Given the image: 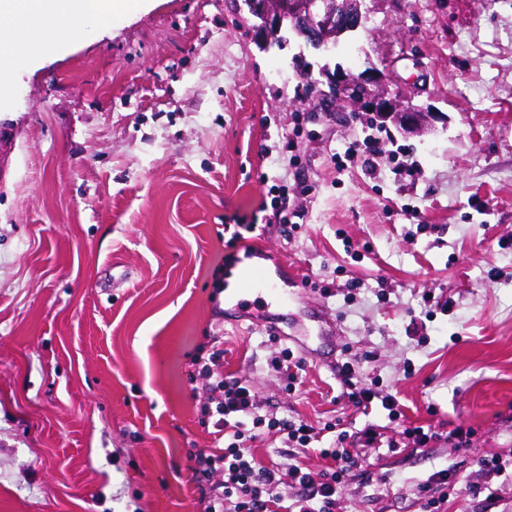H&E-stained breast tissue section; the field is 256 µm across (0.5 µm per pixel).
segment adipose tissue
<instances>
[{
	"label": "adipose tissue",
	"instance_id": "1",
	"mask_svg": "<svg viewBox=\"0 0 512 512\" xmlns=\"http://www.w3.org/2000/svg\"><path fill=\"white\" fill-rule=\"evenodd\" d=\"M138 6V0H0V85L44 49L68 43L108 14Z\"/></svg>",
	"mask_w": 512,
	"mask_h": 512
}]
</instances>
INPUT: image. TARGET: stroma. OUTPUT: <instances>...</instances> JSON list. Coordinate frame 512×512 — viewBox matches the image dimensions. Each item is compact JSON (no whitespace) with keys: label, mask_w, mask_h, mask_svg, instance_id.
Masks as SVG:
<instances>
[{"label":"stroma","mask_w":512,"mask_h":512,"mask_svg":"<svg viewBox=\"0 0 512 512\" xmlns=\"http://www.w3.org/2000/svg\"><path fill=\"white\" fill-rule=\"evenodd\" d=\"M233 2L144 0L9 78L0 512H201L220 476L195 471L214 437L191 376L216 336L263 411L473 430L466 453L367 449L344 512H417L449 466L447 512H512V490L465 488L471 458L512 451V0H365L327 51L260 46ZM371 67L432 127L385 123L375 172L341 169L371 113L320 92ZM277 200L292 222H269ZM244 262L297 300L225 302ZM351 280L352 303L321 293ZM272 333L306 362L295 391L268 367ZM350 359L400 420L344 396Z\"/></svg>","instance_id":"obj_1"}]
</instances>
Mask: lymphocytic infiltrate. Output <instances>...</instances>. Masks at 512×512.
Instances as JSON below:
<instances>
[{
    "label": "lymphocytic infiltrate",
    "instance_id": "obj_1",
    "mask_svg": "<svg viewBox=\"0 0 512 512\" xmlns=\"http://www.w3.org/2000/svg\"><path fill=\"white\" fill-rule=\"evenodd\" d=\"M197 375L202 381L205 407L211 408L217 439L223 440L220 453L199 451L195 460L199 472H222L223 478L204 496V512H341L343 494L350 481L362 471L365 451L383 445L381 426L369 424L356 432L337 430L335 424L318 425L302 417L280 418L260 414L256 393L243 379L225 375L224 350L212 346L200 361ZM338 378L347 397L362 414H370L381 404L390 418L400 417V403L388 389L361 383L351 362L338 368ZM279 436L291 448L294 458L282 465L257 457L249 446L264 434ZM333 434L329 447L320 449L325 469H309L303 461L312 445ZM473 466L481 477L473 485L487 503L501 499L496 479H512V460L479 456Z\"/></svg>",
    "mask_w": 512,
    "mask_h": 512
}]
</instances>
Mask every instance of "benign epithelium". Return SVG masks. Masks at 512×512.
<instances>
[{"mask_svg":"<svg viewBox=\"0 0 512 512\" xmlns=\"http://www.w3.org/2000/svg\"><path fill=\"white\" fill-rule=\"evenodd\" d=\"M243 4L254 21L255 36L265 45L275 40L287 20L313 48H326L336 44L345 32L359 28L365 18L364 0H243ZM382 77L377 68L371 67L357 76L334 73L329 76V84L341 91L339 97L355 105L368 104L371 111L403 133H425L432 114L387 96L380 90Z\"/></svg>","mask_w":512,"mask_h":512,"instance_id":"benign-epithelium-1","label":"benign epithelium"}]
</instances>
